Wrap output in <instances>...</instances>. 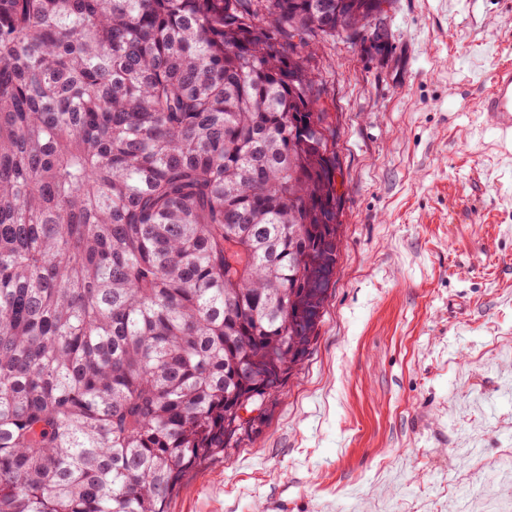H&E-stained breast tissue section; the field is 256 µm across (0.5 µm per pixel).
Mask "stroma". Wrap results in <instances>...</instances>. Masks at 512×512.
<instances>
[{"mask_svg": "<svg viewBox=\"0 0 512 512\" xmlns=\"http://www.w3.org/2000/svg\"><path fill=\"white\" fill-rule=\"evenodd\" d=\"M389 45L319 40L341 250L318 337L262 432L168 512H512V139L480 103L512 0H392Z\"/></svg>", "mask_w": 512, "mask_h": 512, "instance_id": "35a3bbf8", "label": "stroma"}]
</instances>
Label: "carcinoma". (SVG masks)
I'll return each instance as SVG.
<instances>
[{
	"label": "carcinoma",
	"mask_w": 512,
	"mask_h": 512,
	"mask_svg": "<svg viewBox=\"0 0 512 512\" xmlns=\"http://www.w3.org/2000/svg\"><path fill=\"white\" fill-rule=\"evenodd\" d=\"M386 2L0 0V512H168L262 431L340 252L308 57Z\"/></svg>",
	"instance_id": "1"
}]
</instances>
